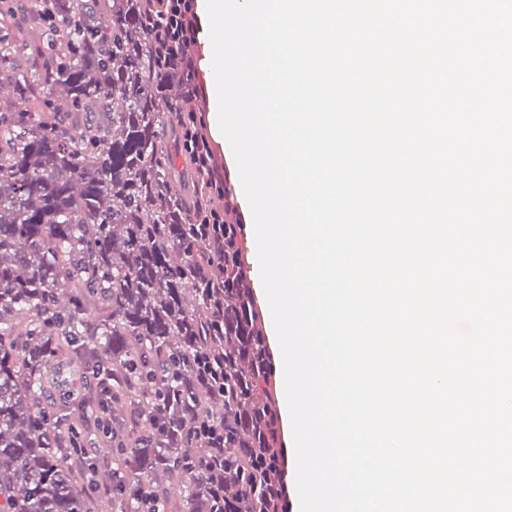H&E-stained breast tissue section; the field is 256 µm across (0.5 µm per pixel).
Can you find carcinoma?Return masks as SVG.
I'll return each mask as SVG.
<instances>
[{"instance_id": "1", "label": "carcinoma", "mask_w": 512, "mask_h": 512, "mask_svg": "<svg viewBox=\"0 0 512 512\" xmlns=\"http://www.w3.org/2000/svg\"><path fill=\"white\" fill-rule=\"evenodd\" d=\"M17 2L0 0V512H137L146 493L272 512L274 364L242 225L209 223L177 122L163 0ZM106 444L122 480L102 486Z\"/></svg>"}]
</instances>
